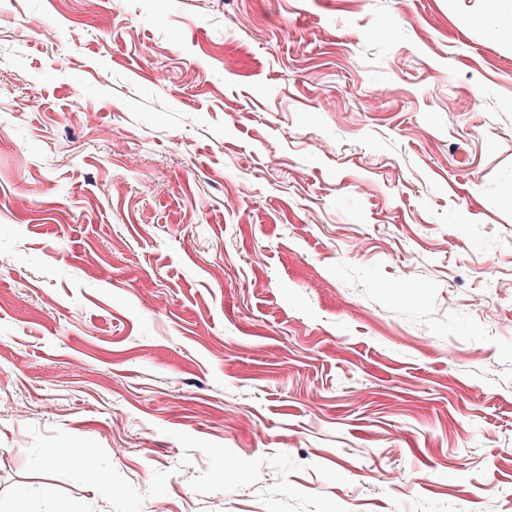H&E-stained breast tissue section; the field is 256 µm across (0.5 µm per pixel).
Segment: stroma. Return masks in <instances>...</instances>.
Returning a JSON list of instances; mask_svg holds the SVG:
<instances>
[{
    "mask_svg": "<svg viewBox=\"0 0 512 512\" xmlns=\"http://www.w3.org/2000/svg\"><path fill=\"white\" fill-rule=\"evenodd\" d=\"M481 6L0 0V512H512ZM61 465L75 466L85 470H94L96 467L93 457L83 453L71 452L48 457L43 463V468L52 470Z\"/></svg>",
    "mask_w": 512,
    "mask_h": 512,
    "instance_id": "35a3bbf8",
    "label": "stroma"
}]
</instances>
